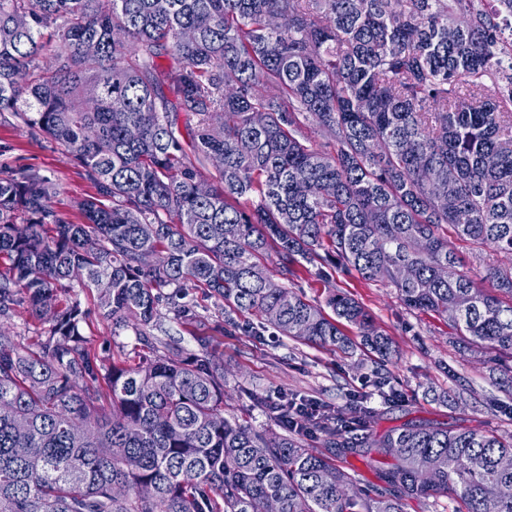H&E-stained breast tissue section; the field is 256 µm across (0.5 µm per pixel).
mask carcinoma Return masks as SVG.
Segmentation results:
<instances>
[{"instance_id": "1", "label": "carcinoma", "mask_w": 512, "mask_h": 512, "mask_svg": "<svg viewBox=\"0 0 512 512\" xmlns=\"http://www.w3.org/2000/svg\"><path fill=\"white\" fill-rule=\"evenodd\" d=\"M482 2L0 0V115L70 150L95 189L70 224L50 177L0 169V316L41 325L32 345L0 329V512H403L439 493L453 512H512L486 495L512 485V437L374 435L366 410L309 416L286 394L254 398L280 431L256 429L224 416L207 338L154 335L160 288L194 322L192 284L282 336L390 361L350 294L312 304L284 284L337 264L447 320L512 384V265L485 288L446 237L512 260V0ZM76 286L135 356L92 346L62 299ZM391 448L380 488L336 465Z\"/></svg>"}]
</instances>
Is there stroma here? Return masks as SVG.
Instances as JSON below:
<instances>
[{"label": "stroma", "instance_id": "obj_1", "mask_svg": "<svg viewBox=\"0 0 512 512\" xmlns=\"http://www.w3.org/2000/svg\"><path fill=\"white\" fill-rule=\"evenodd\" d=\"M0 166L34 169L50 176L58 185L54 208L65 221L82 223L74 202L93 195L94 190L67 149L17 127L13 118H0ZM288 286L317 303L333 288L350 294L392 339L398 356L387 363L386 370L401 399L391 406L372 399L368 425L374 432L426 422L512 435V385L504 383L482 358L460 353L450 344L451 329L443 318L406 309L393 287L363 280L353 271L336 268L325 279L301 270ZM67 297L88 312L83 333L93 347L108 344L132 352L136 345L132 332L112 336L95 315L94 290L77 288ZM196 314L191 326L169 318L163 329L190 350L196 349L197 337L208 338L214 354L224 361L227 417L247 420L258 429L270 427L267 415L250 400L251 395L269 391L309 396L341 411L346 410L349 395L372 394L377 371L373 354L359 350L347 355L315 344L277 340L266 332L254 335L250 328L225 323L213 299L203 296Z\"/></svg>", "mask_w": 512, "mask_h": 512}]
</instances>
